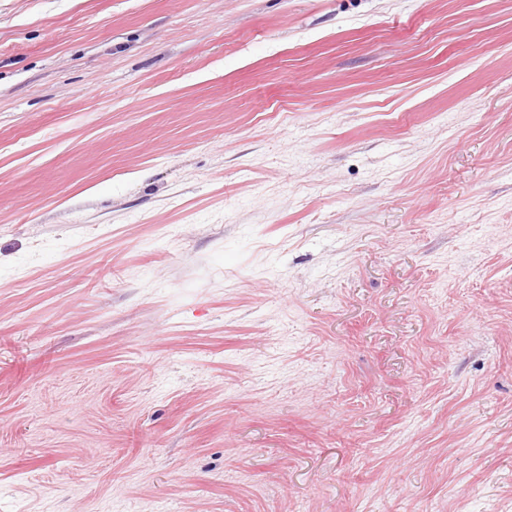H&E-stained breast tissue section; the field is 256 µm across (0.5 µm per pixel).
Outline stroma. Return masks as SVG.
I'll return each mask as SVG.
<instances>
[{"mask_svg": "<svg viewBox=\"0 0 512 512\" xmlns=\"http://www.w3.org/2000/svg\"><path fill=\"white\" fill-rule=\"evenodd\" d=\"M0 512H512V0H0Z\"/></svg>", "mask_w": 512, "mask_h": 512, "instance_id": "1", "label": "stroma"}]
</instances>
